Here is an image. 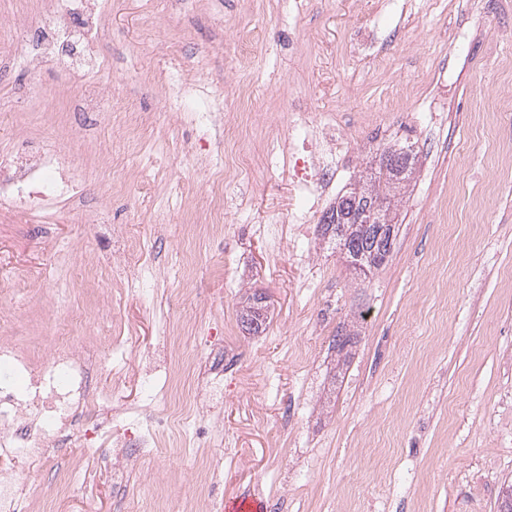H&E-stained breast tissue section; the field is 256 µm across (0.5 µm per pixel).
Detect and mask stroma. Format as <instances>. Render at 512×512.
Returning <instances> with one entry per match:
<instances>
[{"label": "stroma", "instance_id": "stroma-1", "mask_svg": "<svg viewBox=\"0 0 512 512\" xmlns=\"http://www.w3.org/2000/svg\"><path fill=\"white\" fill-rule=\"evenodd\" d=\"M462 3L416 0L414 20L390 15L379 54L358 62L345 44L362 0H185L178 9L111 0L100 50L112 65L96 79L112 98L76 143L72 94L56 67L18 63L0 75V150L22 138L72 146L87 174L80 208L108 218L81 223L62 209L22 221L0 208V336L35 358L83 312L74 337L97 356L93 389L115 434L148 398L161 408L192 400L194 363L224 354L216 435L164 433V454L139 458L122 494L104 448L56 449L28 479L27 512H119L124 496L135 512L174 502L224 512L243 492L281 496V512H498L512 483V138L499 124L512 109V0H493L482 19L504 38L472 47L450 38L469 24ZM245 16L266 39L242 56L235 30ZM173 59L228 96L241 79L259 86L251 104L224 114L247 151L220 225L196 219L208 202L197 152L217 127H126L130 110L165 111ZM438 69L455 81L453 109L427 127L417 99ZM397 82L407 97L395 137L417 149L419 169L389 261L360 277L328 249L317 214L293 240L288 216L299 200L287 162L271 163L267 145L287 140L297 100L358 126ZM383 146L368 135L319 211ZM272 223L283 231L276 258L264 232ZM115 224L126 227L122 246L141 279L112 273ZM255 290L269 304L258 336L240 320ZM343 327L357 342L341 366L333 338ZM165 331L175 361L143 382L131 360L155 351ZM116 337L126 358L111 362ZM69 475L82 484L71 496L57 491Z\"/></svg>", "mask_w": 512, "mask_h": 512}]
</instances>
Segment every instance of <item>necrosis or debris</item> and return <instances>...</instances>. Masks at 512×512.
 Instances as JSON below:
<instances>
[{
	"mask_svg": "<svg viewBox=\"0 0 512 512\" xmlns=\"http://www.w3.org/2000/svg\"><path fill=\"white\" fill-rule=\"evenodd\" d=\"M109 0H58L36 27L16 16L0 25V44L15 47L31 68L67 65L79 52L92 64L100 59V29ZM289 136L302 147L284 152L293 163V183L302 200L329 193L343 166L353 159L362 137L358 130L321 121L294 104ZM84 194L82 173L71 154L57 143L18 141L0 153V207L28 219L64 203L75 205ZM0 512H24L23 474L41 470L58 439L91 445L97 432L81 428L85 409L95 405L85 352L67 339L56 340L38 361H30L16 342L0 340ZM172 417L145 408L129 422L109 456L114 476L155 447L159 430Z\"/></svg>",
	"mask_w": 512,
	"mask_h": 512,
	"instance_id": "obj_1",
	"label": "necrosis or debris"
}]
</instances>
